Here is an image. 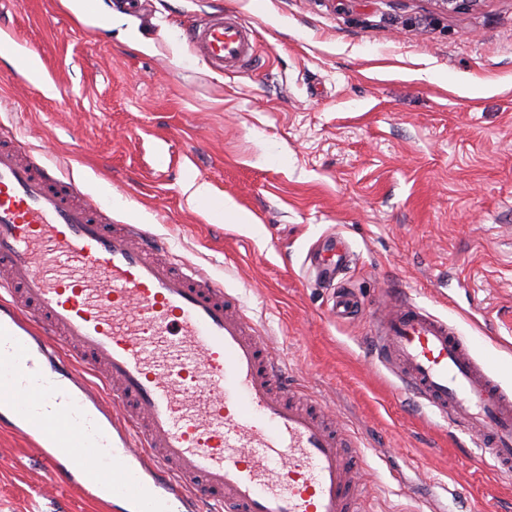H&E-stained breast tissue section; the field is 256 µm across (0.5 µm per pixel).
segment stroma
I'll return each mask as SVG.
<instances>
[{
	"instance_id": "1",
	"label": "stroma",
	"mask_w": 512,
	"mask_h": 512,
	"mask_svg": "<svg viewBox=\"0 0 512 512\" xmlns=\"http://www.w3.org/2000/svg\"><path fill=\"white\" fill-rule=\"evenodd\" d=\"M219 9L258 43L227 75L183 34ZM1 26L54 91L0 58V123L223 283L364 443L366 512H512V476L407 400L368 339L394 292L453 325L512 391V0H0ZM199 183L209 203L192 200ZM337 234L364 303L351 321L307 262ZM0 512L102 510L48 487L36 448L0 425Z\"/></svg>"
}]
</instances>
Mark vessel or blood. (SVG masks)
I'll return each mask as SVG.
<instances>
[{
    "label": "vessel or blood",
    "mask_w": 512,
    "mask_h": 512,
    "mask_svg": "<svg viewBox=\"0 0 512 512\" xmlns=\"http://www.w3.org/2000/svg\"><path fill=\"white\" fill-rule=\"evenodd\" d=\"M186 41L218 73L256 49L220 10ZM164 251L144 225L87 204L74 180L0 146V417L38 448L48 480L127 512H364L358 439L287 378L221 282ZM348 262L328 244L316 275ZM361 311L337 287L336 318ZM370 346L405 395L512 474V392L454 326L396 298Z\"/></svg>",
    "instance_id": "obj_1"
}]
</instances>
